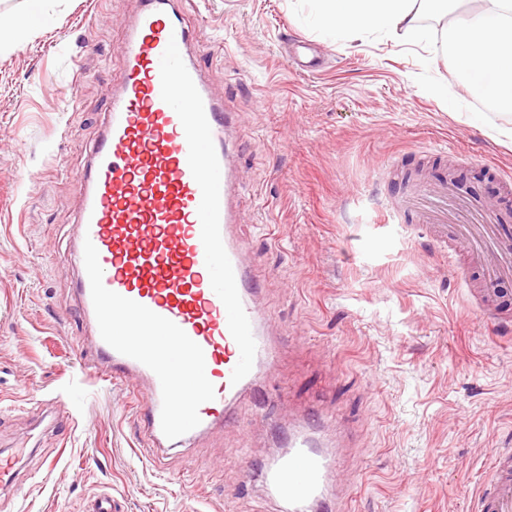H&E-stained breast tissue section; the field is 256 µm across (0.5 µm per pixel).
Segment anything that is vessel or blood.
Masks as SVG:
<instances>
[{
  "mask_svg": "<svg viewBox=\"0 0 512 512\" xmlns=\"http://www.w3.org/2000/svg\"><path fill=\"white\" fill-rule=\"evenodd\" d=\"M182 0H140L117 50L123 79L91 162L76 175V291L103 357L102 380L142 385L141 416L157 448H184L223 424L241 393L273 375L277 352L235 235L242 186L229 149L232 113L207 87L190 49ZM417 235L487 257L485 281L512 279V226L460 196L447 174L406 185ZM337 459L309 423L261 471L289 512H334ZM480 512H512V450L499 453Z\"/></svg>",
  "mask_w": 512,
  "mask_h": 512,
  "instance_id": "vessel-or-blood-1",
  "label": "vessel or blood"
}]
</instances>
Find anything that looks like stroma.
Masks as SVG:
<instances>
[{
  "label": "stroma",
  "instance_id": "stroma-1",
  "mask_svg": "<svg viewBox=\"0 0 512 512\" xmlns=\"http://www.w3.org/2000/svg\"><path fill=\"white\" fill-rule=\"evenodd\" d=\"M138 0H56L0 53V512H279L259 470L288 424L339 436L342 512H477L492 457L512 449V279L481 302L476 259L383 221L406 173L456 168L458 192L512 211V113L453 74L442 26L409 47L323 31L300 0H188L203 76L236 115L239 234L279 362L234 422L153 448L138 388L96 381L72 260L89 161L122 76ZM309 41L320 72L291 68ZM448 86L447 100L429 83ZM466 279H458V270Z\"/></svg>",
  "mask_w": 512,
  "mask_h": 512
}]
</instances>
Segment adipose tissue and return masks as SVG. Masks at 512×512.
Listing matches in <instances>:
<instances>
[{
  "label": "adipose tissue",
  "instance_id": "1",
  "mask_svg": "<svg viewBox=\"0 0 512 512\" xmlns=\"http://www.w3.org/2000/svg\"><path fill=\"white\" fill-rule=\"evenodd\" d=\"M22 15L0 13V53L25 43L46 10V0H29ZM329 30L378 32L404 44L419 45L424 30L420 11L436 17L453 13L462 0H308ZM455 72L474 84L490 104L512 112V0H483L447 30Z\"/></svg>",
  "mask_w": 512,
  "mask_h": 512
}]
</instances>
